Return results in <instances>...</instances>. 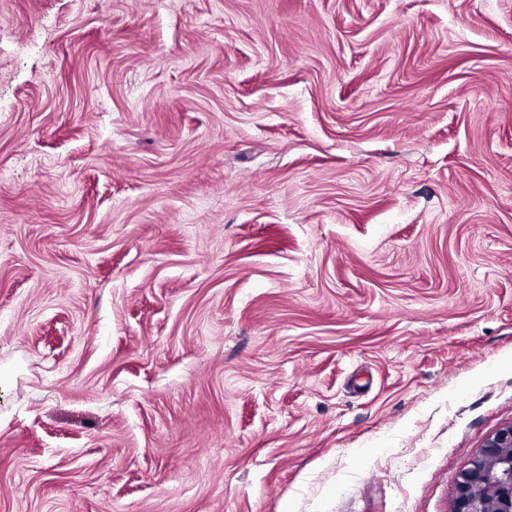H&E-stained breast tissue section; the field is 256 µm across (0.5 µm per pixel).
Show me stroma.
I'll use <instances>...</instances> for the list:
<instances>
[{
  "label": "stroma",
  "instance_id": "stroma-1",
  "mask_svg": "<svg viewBox=\"0 0 512 512\" xmlns=\"http://www.w3.org/2000/svg\"><path fill=\"white\" fill-rule=\"evenodd\" d=\"M512 425V0H0V512H451Z\"/></svg>",
  "mask_w": 512,
  "mask_h": 512
}]
</instances>
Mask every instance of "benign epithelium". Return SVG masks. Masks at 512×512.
Instances as JSON below:
<instances>
[{
	"label": "benign epithelium",
	"mask_w": 512,
	"mask_h": 512,
	"mask_svg": "<svg viewBox=\"0 0 512 512\" xmlns=\"http://www.w3.org/2000/svg\"><path fill=\"white\" fill-rule=\"evenodd\" d=\"M452 512H512V426L499 429L455 482Z\"/></svg>",
	"instance_id": "obj_1"
}]
</instances>
